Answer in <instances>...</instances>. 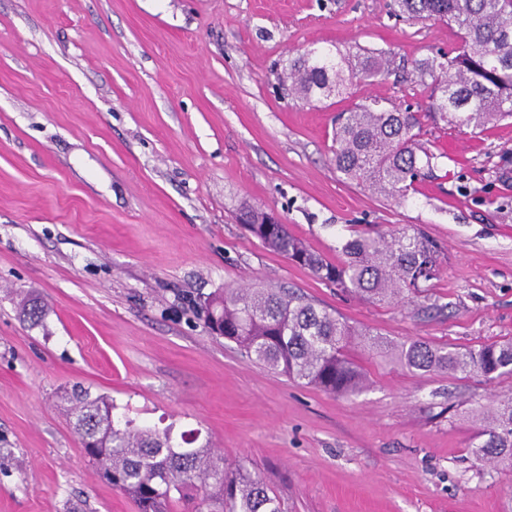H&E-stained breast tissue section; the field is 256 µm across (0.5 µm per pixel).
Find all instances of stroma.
Wrapping results in <instances>:
<instances>
[{
    "label": "stroma",
    "instance_id": "obj_1",
    "mask_svg": "<svg viewBox=\"0 0 512 512\" xmlns=\"http://www.w3.org/2000/svg\"><path fill=\"white\" fill-rule=\"evenodd\" d=\"M390 0H0V512H135L99 479L61 397L200 430L260 475L285 512H512V474L475 457L472 411L512 394L417 373L352 346L351 397L252 363L201 299L287 288L395 344L512 340V120L423 123L429 177L406 199L348 181L337 113L380 99L425 112L414 59L455 26L396 19ZM383 50L394 77L306 102L284 95L298 50ZM250 203L336 260L350 229L406 225L442 247L425 291L365 300L270 251ZM48 313L19 317L24 295Z\"/></svg>",
    "mask_w": 512,
    "mask_h": 512
}]
</instances>
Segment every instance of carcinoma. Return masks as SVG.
I'll use <instances>...</instances> for the list:
<instances>
[{
    "instance_id": "carcinoma-1",
    "label": "carcinoma",
    "mask_w": 512,
    "mask_h": 512,
    "mask_svg": "<svg viewBox=\"0 0 512 512\" xmlns=\"http://www.w3.org/2000/svg\"><path fill=\"white\" fill-rule=\"evenodd\" d=\"M393 16L439 19L457 27L456 54L414 61V71L431 78L430 114L458 128L482 130L512 118V0H391ZM390 62L383 53L352 59L341 52L309 50L288 61L290 90L302 99L327 96L332 88L385 77ZM417 113L359 104L342 114L335 132L336 170L368 190L401 199L432 168L433 155L419 156ZM273 214L249 204L238 220L266 248L309 269L318 279L355 295L395 301L420 294L439 272L441 249L421 230L352 231L331 262L311 252L288 231L271 224ZM205 310L213 331L235 343L246 356L306 385L336 396L357 394L365 385L362 368L348 349L378 346L365 332L336 314L318 308L290 290L226 289L208 296ZM23 316L38 324L44 306L26 298ZM395 359L414 372H443L492 381L512 375V341L460 352L416 339L395 349ZM74 428L89 462L112 488L129 497L137 512H283L279 498L259 476L240 464L224 462L210 442L193 431L175 442L172 427L115 421L116 404L103 395L75 388ZM481 417L475 454L512 470V395L498 396Z\"/></svg>"
}]
</instances>
